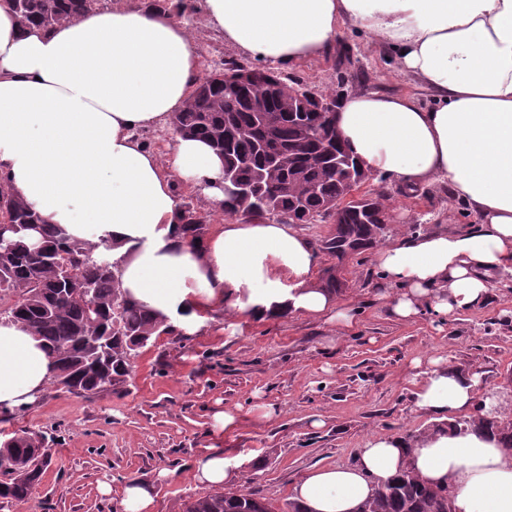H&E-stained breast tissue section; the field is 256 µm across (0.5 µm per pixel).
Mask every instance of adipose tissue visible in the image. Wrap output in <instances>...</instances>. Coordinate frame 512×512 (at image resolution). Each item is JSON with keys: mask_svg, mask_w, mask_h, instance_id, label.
Returning <instances> with one entry per match:
<instances>
[{"mask_svg": "<svg viewBox=\"0 0 512 512\" xmlns=\"http://www.w3.org/2000/svg\"><path fill=\"white\" fill-rule=\"evenodd\" d=\"M209 25L244 54L289 64L329 52L341 26L375 37L431 95L354 91L336 131L369 175L407 192L442 183L477 224L406 234L376 264L389 312L448 318L484 304L512 272V0H204ZM200 80L195 38L172 14L116 0L49 29L22 27L0 0V185L70 240L106 243L122 288L191 335L210 313L294 315L350 326L321 287L317 252L293 225L230 217L197 246L178 221L177 184L224 208V158L176 136L167 161L140 131L172 125ZM55 375L42 341L0 321V408L34 405ZM417 413L474 412L477 375L440 357L416 373ZM447 488L452 512H512V451L480 431L379 436L352 465L312 470L303 512H356L400 469Z\"/></svg>", "mask_w": 512, "mask_h": 512, "instance_id": "obj_1", "label": "adipose tissue"}]
</instances>
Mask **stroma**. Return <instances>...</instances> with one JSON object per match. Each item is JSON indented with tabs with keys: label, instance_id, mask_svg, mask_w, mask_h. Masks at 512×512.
<instances>
[{
	"label": "stroma",
	"instance_id": "35a3bbf8",
	"mask_svg": "<svg viewBox=\"0 0 512 512\" xmlns=\"http://www.w3.org/2000/svg\"><path fill=\"white\" fill-rule=\"evenodd\" d=\"M200 47V70L244 55L213 30L204 13L182 18ZM280 72L316 92L391 91L430 103L429 92L402 74L370 35L341 27L333 50L283 64ZM395 213L385 242L433 227L471 228L468 206L444 184L401 197L380 177ZM375 250L343 262L355 320L336 328L303 316L252 320L215 313L198 334H164L135 358L125 393L87 400L47 388L37 404L0 409V437L17 430L43 431L53 439L51 462L30 500L0 503V512H122L129 481L153 485L155 512H182L204 494L195 479L209 450L235 464L238 488L258 492L274 507L318 467L352 463L376 435L431 429L412 408V362L445 357L480 374L478 396H495L512 410V273H503L483 305L444 321L424 310L414 320L392 318L378 295ZM270 403L272 417L257 407ZM238 412L235 427L215 428L214 417Z\"/></svg>",
	"mask_w": 512,
	"mask_h": 512
}]
</instances>
